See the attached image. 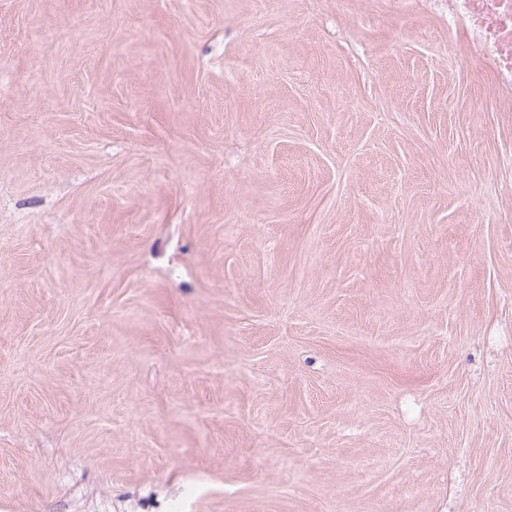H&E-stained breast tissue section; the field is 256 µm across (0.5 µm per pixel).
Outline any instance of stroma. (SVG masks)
<instances>
[{"instance_id": "stroma-1", "label": "stroma", "mask_w": 512, "mask_h": 512, "mask_svg": "<svg viewBox=\"0 0 512 512\" xmlns=\"http://www.w3.org/2000/svg\"><path fill=\"white\" fill-rule=\"evenodd\" d=\"M0 512H512V95L440 0H0Z\"/></svg>"}]
</instances>
